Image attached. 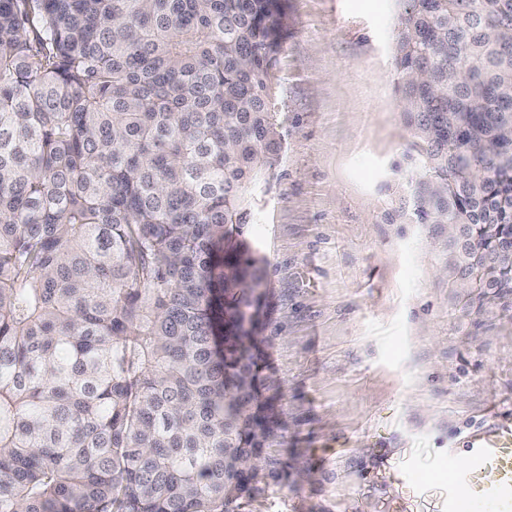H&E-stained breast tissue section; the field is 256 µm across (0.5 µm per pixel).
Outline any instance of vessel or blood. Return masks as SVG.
I'll return each mask as SVG.
<instances>
[{
  "label": "vessel or blood",
  "mask_w": 512,
  "mask_h": 512,
  "mask_svg": "<svg viewBox=\"0 0 512 512\" xmlns=\"http://www.w3.org/2000/svg\"><path fill=\"white\" fill-rule=\"evenodd\" d=\"M464 454L448 449L447 465L424 470L407 451L371 473L396 487L384 512H512V414H495L471 432Z\"/></svg>",
  "instance_id": "b4317fda"
}]
</instances>
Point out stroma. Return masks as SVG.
Here are the masks:
<instances>
[{
    "instance_id": "1",
    "label": "stroma",
    "mask_w": 512,
    "mask_h": 512,
    "mask_svg": "<svg viewBox=\"0 0 512 512\" xmlns=\"http://www.w3.org/2000/svg\"><path fill=\"white\" fill-rule=\"evenodd\" d=\"M404 0H288L280 148L243 238L286 464L238 512H381L384 456L425 462L512 410V309H472L406 203L419 170L393 52Z\"/></svg>"
}]
</instances>
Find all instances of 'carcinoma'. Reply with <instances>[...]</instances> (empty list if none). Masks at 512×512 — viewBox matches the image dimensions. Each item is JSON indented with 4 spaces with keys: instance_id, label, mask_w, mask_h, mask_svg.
Returning a JSON list of instances; mask_svg holds the SVG:
<instances>
[{
    "instance_id": "cac0c4a2",
    "label": "carcinoma",
    "mask_w": 512,
    "mask_h": 512,
    "mask_svg": "<svg viewBox=\"0 0 512 512\" xmlns=\"http://www.w3.org/2000/svg\"><path fill=\"white\" fill-rule=\"evenodd\" d=\"M286 0H0V512H230L279 459L234 228L279 148ZM418 224L512 302V0H410Z\"/></svg>"
}]
</instances>
